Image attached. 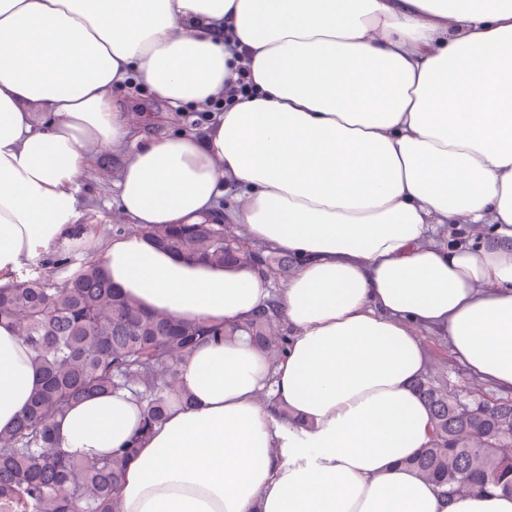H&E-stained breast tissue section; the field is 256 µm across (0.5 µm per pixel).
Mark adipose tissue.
<instances>
[{
	"label": "adipose tissue",
	"instance_id": "ef3b65f1",
	"mask_svg": "<svg viewBox=\"0 0 512 512\" xmlns=\"http://www.w3.org/2000/svg\"><path fill=\"white\" fill-rule=\"evenodd\" d=\"M241 67L250 91L198 132L134 135L112 100L133 76L203 110ZM108 153L138 232L105 239L80 224L79 177ZM225 220L297 258L280 294L141 232ZM71 254L147 311L240 323L274 296L290 330L275 363L245 335L193 353L121 512H512L510 492L450 497L407 464L432 440L421 333L512 392V0H0V287ZM41 384L1 322L0 431ZM139 424L129 394L94 396L58 436L102 458ZM451 226H454L455 230H459L456 226H460V230L453 231ZM489 229V226L482 224H444L437 226L436 235L439 238L447 236L449 240H455L471 247H479L481 244L489 242Z\"/></svg>",
	"mask_w": 512,
	"mask_h": 512
}]
</instances>
